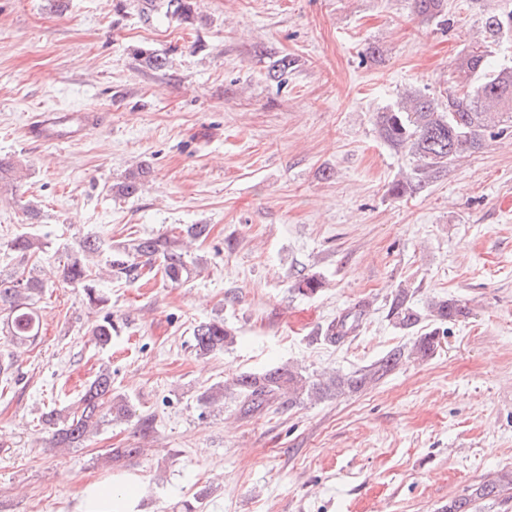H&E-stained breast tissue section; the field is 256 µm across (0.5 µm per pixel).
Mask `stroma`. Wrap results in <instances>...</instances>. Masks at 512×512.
Wrapping results in <instances>:
<instances>
[{
    "label": "stroma",
    "mask_w": 512,
    "mask_h": 512,
    "mask_svg": "<svg viewBox=\"0 0 512 512\" xmlns=\"http://www.w3.org/2000/svg\"><path fill=\"white\" fill-rule=\"evenodd\" d=\"M194 21L161 0H0V157L19 165L0 193L6 242L42 248L28 269L53 281L42 333L0 377V512H441L449 499L512 468V135L487 140L412 196V172L380 137L376 116L402 96L443 97L499 0H447L426 23L413 0H192ZM166 60L149 66L144 52ZM288 58L287 72L275 61ZM96 110L82 138L38 143L31 113ZM150 167L135 196L114 184ZM210 228L188 280L102 277L105 309L61 269L80 241L106 246ZM321 291H292L296 272ZM410 289L419 325L394 326ZM461 300L465 321L438 326L429 302ZM372 300L357 335L322 328ZM111 314L110 345L91 326ZM220 318L233 345L208 356L193 329ZM439 330L426 360L404 359L377 383L240 418L201 403L212 386L291 365L317 378L361 372L388 350ZM135 419L104 423L83 447L57 448L42 423L68 410L102 368ZM154 419L142 436L138 416ZM142 455L106 460L109 448ZM412 294L407 288H400L389 303L387 316L398 328L414 329L421 320V314L412 305Z\"/></svg>",
    "instance_id": "obj_1"
}]
</instances>
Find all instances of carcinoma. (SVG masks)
<instances>
[{"mask_svg": "<svg viewBox=\"0 0 512 512\" xmlns=\"http://www.w3.org/2000/svg\"><path fill=\"white\" fill-rule=\"evenodd\" d=\"M497 12L481 18V35L471 42L459 64V80L440 101L421 92H411L385 112L377 115L382 139L392 148L407 151L416 159L413 174L391 183L388 193L404 197L421 192L429 181L448 168V164L480 151L486 137L512 133V68L493 69L489 64V44L512 40V0H502ZM446 0H414V11L429 22L441 17ZM143 171L132 172L125 181L113 186L120 196H133L139 190ZM16 261L17 272L0 275V334L16 343L32 342L40 332L37 307L44 282L25 276L26 266L41 249L39 240L27 233L16 235L7 244ZM103 251L101 239L88 235L79 250L70 255L61 271L65 281L84 288L89 304L99 307L106 299L94 285L95 275L88 259ZM160 264H155V261ZM109 275L144 278L158 269L169 282L178 284L190 274L185 254L177 241L167 237L141 238L130 247L112 249L105 261ZM297 293L312 296L322 288L315 275L303 274L293 283ZM409 289L401 288L389 303L387 317L402 330L414 329L421 314L412 305ZM371 303L359 302L329 324L324 339L331 344L349 337L370 313ZM433 320L442 324L459 322L468 317V308L453 298L438 299L428 304ZM96 343L112 340V318L109 315L92 328ZM439 331L418 337L411 354L420 359L431 356L438 345ZM194 349L199 355L224 350L235 342V334L222 320L201 322L193 330ZM405 356V349L387 351L361 374L343 376L332 373L324 379L308 380L300 371L277 366L261 373L242 374L232 381L237 392L239 411L251 416L270 408L282 398L295 401L301 395L309 398L338 396L359 390L395 370ZM131 416L126 401L112 395V374L99 371L87 384L77 407L65 417L54 412L45 415L52 425V440L57 448L80 447L107 417ZM512 487V471H500L491 478L448 501L446 512H480L479 501L506 503L501 492Z\"/></svg>", "mask_w": 512, "mask_h": 512, "instance_id": "cac0c4a2", "label": "carcinoma"}]
</instances>
